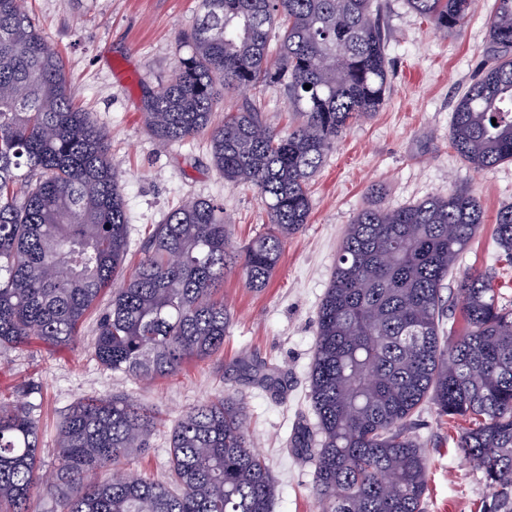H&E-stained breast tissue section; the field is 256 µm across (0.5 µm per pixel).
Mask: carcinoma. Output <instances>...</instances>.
<instances>
[{"instance_id":"obj_1","label":"carcinoma","mask_w":512,"mask_h":512,"mask_svg":"<svg viewBox=\"0 0 512 512\" xmlns=\"http://www.w3.org/2000/svg\"><path fill=\"white\" fill-rule=\"evenodd\" d=\"M26 0H0V345L76 343L111 282L93 354L134 379L171 378L224 347L231 313L224 277L270 282L288 238L308 222V183L348 126L372 115L389 87L386 37L374 0H200L171 79L141 102L162 145L209 138L224 180L254 187L264 231L232 246L224 206L195 198L152 231L126 272L128 221L106 133L71 99L65 65ZM446 37L476 0H407ZM489 51L457 99L456 155L476 172L512 162V0H494ZM311 88L306 89L304 85ZM279 85L293 120L267 125L246 87ZM237 108L213 125L224 94ZM379 188L344 232L316 318L309 401L291 451L314 461L321 512H426L429 459L411 434L433 405L470 426L456 448L488 488L479 512H512V305L492 276L458 279L463 330L445 334L448 275L484 223L467 187L397 210ZM500 259L512 265V204L495 218ZM274 395L285 374L240 362ZM233 395L189 408L170 434L168 480L126 472L163 420L128 397H88L60 423L43 474L34 405L0 404V512H28L47 483L62 512H271L278 486Z\"/></svg>"}]
</instances>
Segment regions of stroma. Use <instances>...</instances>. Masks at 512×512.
Instances as JSON below:
<instances>
[{
    "instance_id": "1",
    "label": "stroma",
    "mask_w": 512,
    "mask_h": 512,
    "mask_svg": "<svg viewBox=\"0 0 512 512\" xmlns=\"http://www.w3.org/2000/svg\"><path fill=\"white\" fill-rule=\"evenodd\" d=\"M376 2L390 71L385 101L347 129L312 178L309 222L288 239L268 288L256 293L238 275L225 278L224 298L233 318L222 350L190 362L174 378L140 382L94 359L93 313L74 345L0 346V399L34 404L45 462L54 459L57 429L80 399L130 396L158 409L169 427L189 407L226 392L245 401V426L278 483L273 512H318L311 492L313 463L297 458L286 440L311 414L316 313L343 231L365 206L371 186L385 188L382 205L389 210L469 186L484 222L460 267L492 272L502 300H512V268L498 262L493 236L498 209L512 203V163L475 173L448 137L455 102L486 57L493 0H481L446 38L406 0ZM27 8L61 55L76 104L109 135L129 219V263L140 259L155 225L191 198L223 203L234 246L262 231L268 217L259 194L224 180L210 162L206 139L162 146L141 120L142 95L172 75L178 39L191 28L198 0H28ZM244 357L278 363L287 378L282 400L235 370ZM461 425L439 417L430 404L415 419L414 432L430 460L427 512H478L488 495L481 474L455 447Z\"/></svg>"
}]
</instances>
